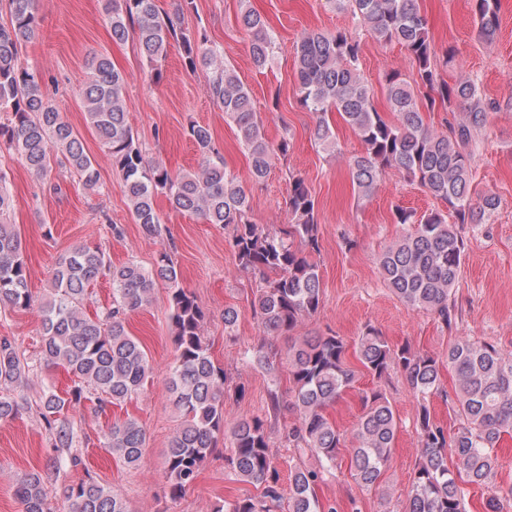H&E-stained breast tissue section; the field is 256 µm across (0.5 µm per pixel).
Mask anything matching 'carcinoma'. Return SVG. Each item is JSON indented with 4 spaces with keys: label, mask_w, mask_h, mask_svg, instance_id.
<instances>
[{
    "label": "carcinoma",
    "mask_w": 512,
    "mask_h": 512,
    "mask_svg": "<svg viewBox=\"0 0 512 512\" xmlns=\"http://www.w3.org/2000/svg\"><path fill=\"white\" fill-rule=\"evenodd\" d=\"M36 0H7L10 22L0 25V156L21 161L45 179L54 165L69 166L82 185L94 189L99 174L82 137L45 92L40 72L21 59L22 45L38 24ZM351 12L361 28L384 43H397L413 68L410 76L393 70L385 79L386 100L394 119L374 105L372 88L360 76L357 61L361 36L350 31H320L297 43L296 80L300 102L317 116L315 142L336 148L328 114L336 112L363 144L348 168L358 197H371L382 174L393 169L448 208L421 216L402 207L395 223L411 224L379 258L388 287L408 307L426 310L449 327L458 317L455 293L467 243L460 224H480L498 206V198L475 190L470 143L485 125L495 103L483 99L477 83L468 78L452 85L439 79L438 59L449 62L454 52L440 51L429 35L428 21L418 0H331ZM479 35L492 40L499 30V0H471ZM112 41L134 33L141 53L156 79L170 41L179 44L184 63L194 71L209 70L208 93L236 127L247 153L249 179L261 182L274 157L287 158L288 137L276 143L265 134L250 90L222 53L209 45L205 28L186 30L159 13L156 0H105ZM241 24L249 38L255 66L264 67L274 54L275 40L268 22L248 7ZM88 79L80 91L86 126L112 158L122 175L134 223L157 237L163 219L155 206L164 196L170 209L196 215L206 224L232 227L229 245L239 268L260 279L251 300L253 318L268 336L295 330L314 316L322 304V288L313 254L319 252L315 198L304 178L289 177L288 221L271 232L248 219L250 196L242 180L227 169L210 130L194 124L189 136L199 151L198 169L172 173L146 160L128 124L126 80L106 54L87 61ZM465 111L459 122L444 120L438 130L426 120L428 112ZM13 199L8 173L0 167V312L32 306L29 268L22 240L12 223ZM455 221H448V217ZM112 284V301L90 315L89 288L103 273ZM167 285L176 349L168 387L180 424L166 450L163 480L171 499L180 498L196 481L202 464L225 437L224 404L227 376L215 362L202 335L205 312L194 293L180 285L170 253L163 250L153 269L134 261L114 265L97 246L79 243L60 254L50 272L48 295L40 304L42 359L49 368L72 375L63 393L48 386L39 408L53 447H74L69 409L89 402L97 412L120 406L138 395L152 372L141 342L127 330V315L150 302L159 283ZM347 341L334 333L299 336L288 344L286 362L293 383L291 405L297 419L285 438L292 447L333 464L346 437L327 415L355 382L346 363ZM362 367L380 379L399 371L415 397L435 394L448 401L458 422L447 430L421 406L417 418L420 457L411 482L405 512H465L466 486H496L498 448L512 435V353L499 346L460 338L448 352L435 356L394 346L372 326L354 341ZM276 354L261 344L254 352L258 366L275 370ZM455 376L453 393L441 387V373ZM33 366L15 339L0 336V421L16 419L27 404L26 389ZM362 415L349 449L355 480L367 489L383 486L391 459L397 421L388 399L378 390L364 391ZM103 448L126 467L140 466L146 433L138 419L127 416L109 428ZM225 468L236 480L257 484V497L226 502L213 512H275L283 499L272 452L271 432L259 417L237 420L231 431ZM312 468H295L288 493V512H338L336 505L319 503ZM72 512H130L126 500L111 487L90 477L62 489ZM15 495L24 512H48L49 488L42 474H17Z\"/></svg>",
    "instance_id": "obj_1"
}]
</instances>
